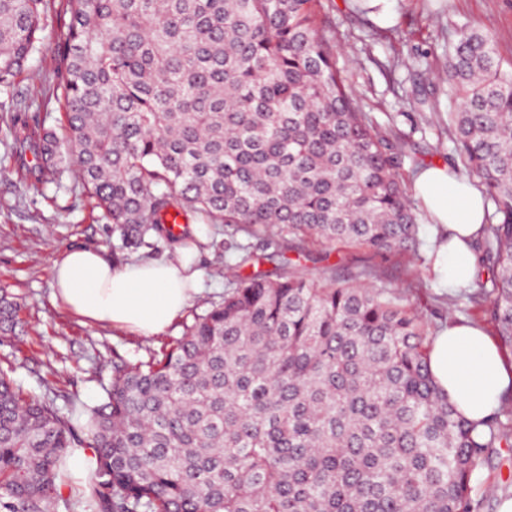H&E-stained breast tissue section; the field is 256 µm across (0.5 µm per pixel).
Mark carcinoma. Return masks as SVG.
<instances>
[{
  "instance_id": "obj_1",
  "label": "carcinoma",
  "mask_w": 512,
  "mask_h": 512,
  "mask_svg": "<svg viewBox=\"0 0 512 512\" xmlns=\"http://www.w3.org/2000/svg\"><path fill=\"white\" fill-rule=\"evenodd\" d=\"M320 0H65L63 113L33 137L39 184L66 160L130 249L222 224L271 256L303 242L417 256L405 143L358 111L317 25ZM48 0H0V92L40 43ZM455 151L493 206L473 306L512 351V70L464 25L438 72ZM231 243L224 299L133 366L114 364L82 433L0 371V512H477L474 473L512 447V408L459 416L433 332L401 294L253 269ZM0 293V332L19 325ZM79 448L93 481L58 495Z\"/></svg>"
}]
</instances>
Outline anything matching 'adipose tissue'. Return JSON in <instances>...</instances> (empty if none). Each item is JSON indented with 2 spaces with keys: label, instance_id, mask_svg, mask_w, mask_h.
Segmentation results:
<instances>
[{
  "label": "adipose tissue",
  "instance_id": "obj_1",
  "mask_svg": "<svg viewBox=\"0 0 512 512\" xmlns=\"http://www.w3.org/2000/svg\"><path fill=\"white\" fill-rule=\"evenodd\" d=\"M417 198L447 235L435 242L434 271L449 288L469 284L476 271L470 247L485 222L482 194L445 166L423 169L414 181ZM186 245L173 256L116 266L99 250L72 247L54 260V297L76 315L140 336L163 332L199 291L200 272L185 261ZM429 369L465 418L490 415L512 386V360L486 329L449 322L434 339Z\"/></svg>",
  "mask_w": 512,
  "mask_h": 512
}]
</instances>
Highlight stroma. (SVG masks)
I'll return each instance as SVG.
<instances>
[{"mask_svg":"<svg viewBox=\"0 0 512 512\" xmlns=\"http://www.w3.org/2000/svg\"><path fill=\"white\" fill-rule=\"evenodd\" d=\"M62 8V0H51L39 49L17 84L19 103L49 127L57 126L61 117L56 53L66 32ZM318 24L360 111L382 136L405 141L400 174L408 189L424 166L458 161L448 131V91L430 77L431 70L447 61L455 27L470 24L488 32L504 69L512 68V0H379L373 6L358 0H320ZM13 105L0 94V289L20 303L21 327L16 334H0V369L25 393L52 400L65 411L73 401H98L112 382L114 363L148 360L181 336L193 314L221 301L224 263L215 249L196 252L202 292L169 328L152 337L83 322L54 303L52 262L69 247L99 249L119 266L170 255L172 248L161 240L151 247L123 249L79 182L67 177L61 185L42 186L27 179L23 166L34 158L10 129ZM419 218L420 246L413 264L363 248L312 244L296 262L300 271L315 277L332 272L340 280L401 293L405 304L435 331L451 319L484 324L481 312L458 289L438 283L431 247L436 229L427 213ZM472 482L481 491L496 489L495 496L483 499L479 512H500L502 503L512 499V447L495 449Z\"/></svg>","mask_w":512,"mask_h":512,"instance_id":"stroma-1","label":"stroma"}]
</instances>
